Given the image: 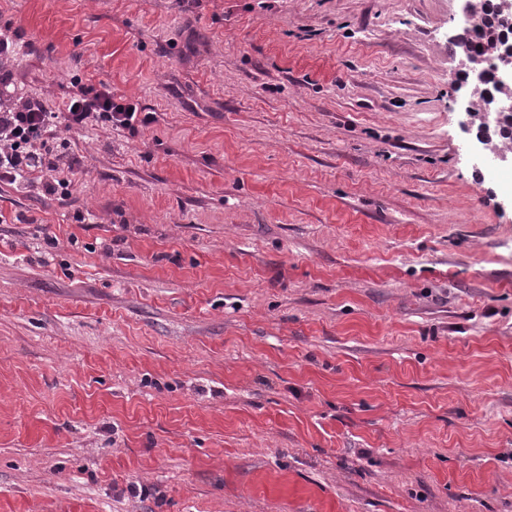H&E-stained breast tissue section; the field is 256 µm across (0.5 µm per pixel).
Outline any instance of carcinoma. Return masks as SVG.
Returning <instances> with one entry per match:
<instances>
[{
	"mask_svg": "<svg viewBox=\"0 0 512 512\" xmlns=\"http://www.w3.org/2000/svg\"><path fill=\"white\" fill-rule=\"evenodd\" d=\"M494 0H469L468 16H479L482 25L473 34L467 27L461 28L451 41V51L461 58L489 62L495 68L506 45L512 43V25L502 22L493 11ZM483 93L473 98L472 109L479 131L485 135L483 143L491 145L493 153L512 154V112L502 124L491 128L483 121L488 105L499 99H512V85L504 86L489 73V79L481 84Z\"/></svg>",
	"mask_w": 512,
	"mask_h": 512,
	"instance_id": "1",
	"label": "carcinoma"
}]
</instances>
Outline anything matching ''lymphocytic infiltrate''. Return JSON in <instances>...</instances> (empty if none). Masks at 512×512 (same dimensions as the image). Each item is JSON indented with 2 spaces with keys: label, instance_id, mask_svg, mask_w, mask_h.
Returning <instances> with one entry per match:
<instances>
[{
  "label": "lymphocytic infiltrate",
  "instance_id": "f902f5d3",
  "mask_svg": "<svg viewBox=\"0 0 512 512\" xmlns=\"http://www.w3.org/2000/svg\"><path fill=\"white\" fill-rule=\"evenodd\" d=\"M154 120L138 102L114 97L106 88L74 86L61 112L49 111L39 100H26L0 112V180L16 183L37 170L42 195L68 199L73 184L58 172L79 166L80 160L71 152L66 132L105 122L136 134Z\"/></svg>",
  "mask_w": 512,
  "mask_h": 512
}]
</instances>
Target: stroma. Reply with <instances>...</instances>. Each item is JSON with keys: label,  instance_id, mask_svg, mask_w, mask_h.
<instances>
[{"label": "stroma", "instance_id": "obj_1", "mask_svg": "<svg viewBox=\"0 0 512 512\" xmlns=\"http://www.w3.org/2000/svg\"><path fill=\"white\" fill-rule=\"evenodd\" d=\"M459 0H0L70 199L0 181V512H512V193ZM141 495L128 492V485ZM138 102L119 97L106 87L73 85L64 112H51L39 100L27 99L11 112H0V180L16 183L36 169L43 173L40 192L66 200L73 184L57 177L61 167L74 169L80 159L70 151L60 134L106 122L111 127L139 133L155 121L154 113L143 112Z\"/></svg>", "mask_w": 512, "mask_h": 512}]
</instances>
